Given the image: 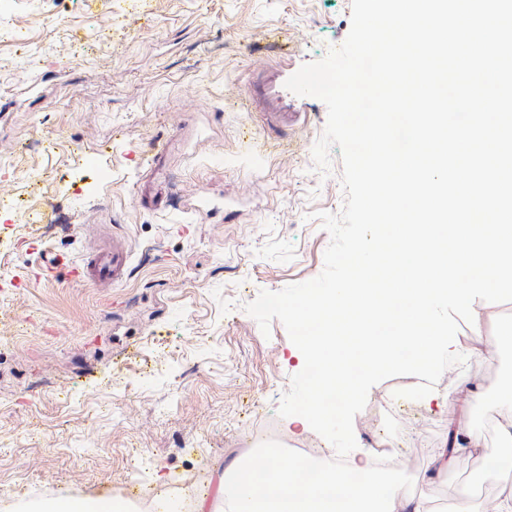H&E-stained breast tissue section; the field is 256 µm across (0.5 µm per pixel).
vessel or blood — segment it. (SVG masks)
<instances>
[{"instance_id": "vessel-or-blood-1", "label": "vessel or blood", "mask_w": 512, "mask_h": 512, "mask_svg": "<svg viewBox=\"0 0 512 512\" xmlns=\"http://www.w3.org/2000/svg\"><path fill=\"white\" fill-rule=\"evenodd\" d=\"M288 78L287 65L262 69L258 81L247 87L245 100L248 107L266 113L273 133H282L290 116L307 111L304 98L288 91L284 83ZM130 254L121 244H95L70 266L74 279L111 285L123 280L129 271Z\"/></svg>"}]
</instances>
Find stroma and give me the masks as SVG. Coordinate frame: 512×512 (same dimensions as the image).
Segmentation results:
<instances>
[{
    "label": "stroma",
    "mask_w": 512,
    "mask_h": 512,
    "mask_svg": "<svg viewBox=\"0 0 512 512\" xmlns=\"http://www.w3.org/2000/svg\"><path fill=\"white\" fill-rule=\"evenodd\" d=\"M351 26V0H0V185L25 190L0 210V495L80 497L152 487L213 493L211 466L247 456L301 369L279 320L246 312L261 291L308 281L331 236L320 213L343 207L339 147L312 149L327 107L273 143L244 90L257 66L322 59ZM171 148L158 166L159 142ZM129 250L113 286L75 280L93 234ZM484 355L434 387L448 406L397 397L414 376L383 380L354 419L357 445L387 434L414 484L449 418L485 429L481 403L452 395L468 378L483 400L512 376L497 333L512 302L489 303ZM462 454L427 491L436 506L471 495L494 512L499 486Z\"/></svg>",
    "instance_id": "1"
}]
</instances>
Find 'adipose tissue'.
Here are the masks:
<instances>
[{
    "label": "adipose tissue",
    "mask_w": 512,
    "mask_h": 512,
    "mask_svg": "<svg viewBox=\"0 0 512 512\" xmlns=\"http://www.w3.org/2000/svg\"><path fill=\"white\" fill-rule=\"evenodd\" d=\"M485 407L499 416L501 447L494 468L500 487L497 512H512V386L486 401ZM226 471L232 483L218 494L226 498L228 512H435L426 492L428 478L412 488L387 483L373 473L364 453L352 456L346 471L305 462L282 469L265 455L232 461ZM0 512H130V507L111 496H48L23 509L0 497Z\"/></svg>",
    "instance_id": "ef3b65f1"
}]
</instances>
